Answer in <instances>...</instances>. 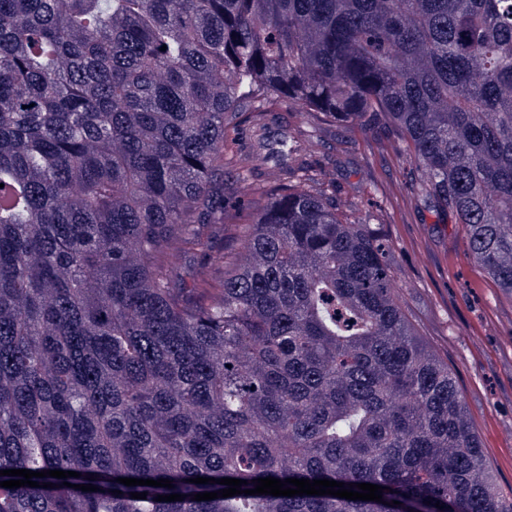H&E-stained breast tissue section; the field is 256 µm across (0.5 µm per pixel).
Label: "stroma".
I'll list each match as a JSON object with an SVG mask.
<instances>
[{
  "label": "stroma",
  "instance_id": "1",
  "mask_svg": "<svg viewBox=\"0 0 512 512\" xmlns=\"http://www.w3.org/2000/svg\"><path fill=\"white\" fill-rule=\"evenodd\" d=\"M306 154L325 183L336 184L340 209L373 213L393 242V279L401 302L429 346L454 369L481 446L501 487L512 486V297L486 278L460 226L439 222L412 191L418 172L393 136L328 127L307 139ZM237 217L202 224L213 257L173 252L187 281L223 276L224 238Z\"/></svg>",
  "mask_w": 512,
  "mask_h": 512
}]
</instances>
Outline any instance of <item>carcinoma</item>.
Listing matches in <instances>:
<instances>
[{
  "label": "carcinoma",
  "instance_id": "carcinoma-1",
  "mask_svg": "<svg viewBox=\"0 0 512 512\" xmlns=\"http://www.w3.org/2000/svg\"><path fill=\"white\" fill-rule=\"evenodd\" d=\"M275 102L401 139L512 293V0H0V470L81 473L0 512H512L382 224L337 212ZM229 182L265 204L189 287L167 250L209 257Z\"/></svg>",
  "mask_w": 512,
  "mask_h": 512
}]
</instances>
